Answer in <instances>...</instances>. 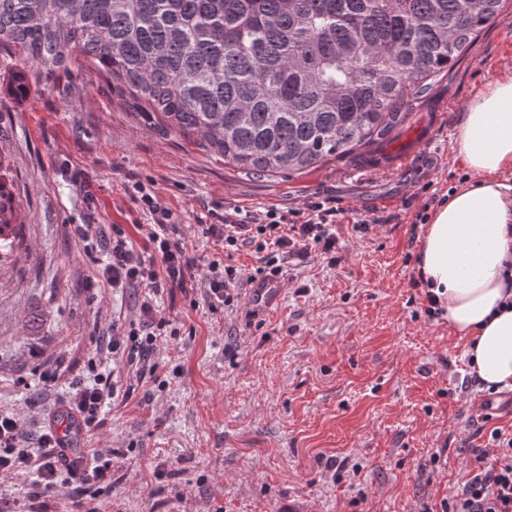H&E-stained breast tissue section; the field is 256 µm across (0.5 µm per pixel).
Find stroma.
Here are the masks:
<instances>
[{"label":"stroma","mask_w":512,"mask_h":512,"mask_svg":"<svg viewBox=\"0 0 512 512\" xmlns=\"http://www.w3.org/2000/svg\"><path fill=\"white\" fill-rule=\"evenodd\" d=\"M0 66V171L16 199L20 238L0 256V408L25 427L49 423L72 377L86 374L112 322L137 319L144 291L94 283L76 224H118L142 244L147 188L172 214L196 276L230 261L239 293L264 267L255 245L231 251L203 232L225 209L291 210L328 200L336 253L283 265L287 287L252 317L163 294L173 333L157 376L85 430L115 451L98 512H423L455 489L486 444L470 337L428 319L418 273L416 212L475 181L458 152L463 109L512 76V4L487 27L374 159H336L291 178H251L160 132L95 68L72 66L7 91ZM391 216L362 232L370 213ZM60 363L55 383L39 382Z\"/></svg>","instance_id":"1"}]
</instances>
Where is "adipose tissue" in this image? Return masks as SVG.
I'll return each mask as SVG.
<instances>
[{"instance_id":"adipose-tissue-1","label":"adipose tissue","mask_w":512,"mask_h":512,"mask_svg":"<svg viewBox=\"0 0 512 512\" xmlns=\"http://www.w3.org/2000/svg\"><path fill=\"white\" fill-rule=\"evenodd\" d=\"M459 152L477 181L436 209L419 266L456 333L472 338L471 371L484 385L512 390V308H503V263L512 256V77L494 82L467 106Z\"/></svg>"}]
</instances>
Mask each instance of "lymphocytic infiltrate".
<instances>
[{"label":"lymphocytic infiltrate","instance_id":"obj_1","mask_svg":"<svg viewBox=\"0 0 512 512\" xmlns=\"http://www.w3.org/2000/svg\"><path fill=\"white\" fill-rule=\"evenodd\" d=\"M141 200L152 218L143 247H136L117 226L108 233L94 224H78L73 229L87 249L104 251L105 257L97 269L103 287L146 291L138 321L112 323L106 353L98 359L102 366L112 358L125 362L140 380L156 373L158 366L152 363L151 356L166 334L167 322L157 315L155 297L176 290L188 294L200 289L209 310H226L234 306L237 278L236 268L214 260L209 263L204 279H197L196 261L189 256L177 225L171 224L170 211L161 207L150 193H142ZM335 217V207L318 201L310 202L300 213L276 208L244 212L235 208L225 210L221 222L207 225L206 232L230 247L241 242L257 243L267 253L270 273L275 274L280 263L306 258L311 249L333 253ZM117 396V386L102 374L77 376L70 383L66 406L71 416L90 427L96 423L101 408ZM64 445L50 426L43 427L37 439H30L18 416L0 410V474L30 472L35 476L27 512H41L39 500L53 493L64 478L88 485L111 484V450L93 448L86 462L70 463L60 454ZM488 445L497 452L495 463L488 465L483 457H476L474 468L441 500L439 512H512V430L493 427Z\"/></svg>","mask_w":512,"mask_h":512}]
</instances>
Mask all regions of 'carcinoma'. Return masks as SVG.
Instances as JSON below:
<instances>
[{
    "label": "carcinoma",
    "instance_id": "1",
    "mask_svg": "<svg viewBox=\"0 0 512 512\" xmlns=\"http://www.w3.org/2000/svg\"><path fill=\"white\" fill-rule=\"evenodd\" d=\"M505 0H0V56L112 91L250 176L292 177L388 140ZM13 194L0 174V249Z\"/></svg>",
    "mask_w": 512,
    "mask_h": 512
}]
</instances>
